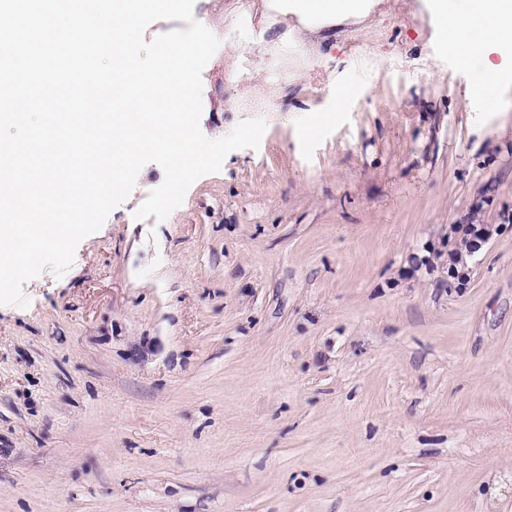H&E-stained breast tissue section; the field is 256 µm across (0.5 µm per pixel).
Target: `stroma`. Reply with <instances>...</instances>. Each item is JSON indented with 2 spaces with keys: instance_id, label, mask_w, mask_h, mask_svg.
Returning <instances> with one entry per match:
<instances>
[{
  "instance_id": "35a3bbf8",
  "label": "stroma",
  "mask_w": 512,
  "mask_h": 512,
  "mask_svg": "<svg viewBox=\"0 0 512 512\" xmlns=\"http://www.w3.org/2000/svg\"><path fill=\"white\" fill-rule=\"evenodd\" d=\"M329 36L307 78L204 87L203 134L260 118L258 148L160 223L145 165L0 305V512H512V86L466 98L429 0ZM467 222L506 230L451 294L410 258ZM354 95L355 91L349 85L341 83L337 84L335 93V105H333L331 109L323 111L325 113L319 120L306 125L303 128V132L306 135H312L322 122H329L333 119V112H342L343 109L346 108L348 102L354 97Z\"/></svg>"
}]
</instances>
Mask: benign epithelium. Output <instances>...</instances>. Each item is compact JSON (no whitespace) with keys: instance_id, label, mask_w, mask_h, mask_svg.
<instances>
[{"instance_id":"obj_1","label":"benign epithelium","mask_w":512,"mask_h":512,"mask_svg":"<svg viewBox=\"0 0 512 512\" xmlns=\"http://www.w3.org/2000/svg\"><path fill=\"white\" fill-rule=\"evenodd\" d=\"M503 228L502 224L467 223L452 226L442 248L436 250L438 264L446 271L439 280V287L448 289L450 293H459L468 288L474 269L479 264V254L493 235Z\"/></svg>"}]
</instances>
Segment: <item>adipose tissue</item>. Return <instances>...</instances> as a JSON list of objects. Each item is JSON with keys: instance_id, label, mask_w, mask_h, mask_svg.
<instances>
[{"instance_id": "obj_1", "label": "adipose tissue", "mask_w": 512, "mask_h": 512, "mask_svg": "<svg viewBox=\"0 0 512 512\" xmlns=\"http://www.w3.org/2000/svg\"><path fill=\"white\" fill-rule=\"evenodd\" d=\"M258 8L263 17L277 14L295 21V28L282 32L276 43L284 48L299 43L293 66L300 76L308 74L324 47L326 29L370 16L362 0H260ZM431 9L448 24L444 50L473 73L469 96L499 103L502 88L512 82V0H467L456 11L449 10L446 0H431Z\"/></svg>"}]
</instances>
